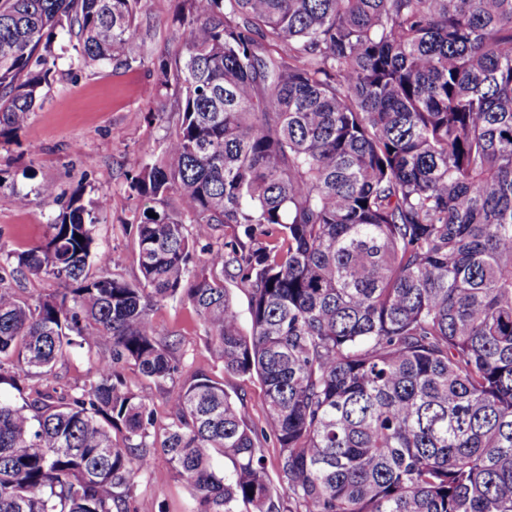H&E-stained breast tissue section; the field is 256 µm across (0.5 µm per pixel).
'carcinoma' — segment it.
<instances>
[{"instance_id": "carcinoma-1", "label": "carcinoma", "mask_w": 512, "mask_h": 512, "mask_svg": "<svg viewBox=\"0 0 512 512\" xmlns=\"http://www.w3.org/2000/svg\"><path fill=\"white\" fill-rule=\"evenodd\" d=\"M176 2L180 48L153 66L178 118L126 176L138 283L76 194L0 258V370L86 344L93 369L0 398V512H129L158 454L196 512H512V0ZM146 3L0 0V137L42 107L57 29L76 69L146 64ZM25 272L66 288L24 302ZM175 298L224 371L262 382L261 429L204 371L156 425L178 363L149 312Z\"/></svg>"}]
</instances>
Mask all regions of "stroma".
Masks as SVG:
<instances>
[{
  "label": "stroma",
  "instance_id": "obj_1",
  "mask_svg": "<svg viewBox=\"0 0 512 512\" xmlns=\"http://www.w3.org/2000/svg\"><path fill=\"white\" fill-rule=\"evenodd\" d=\"M174 8V0H148L138 34L150 58L167 55L177 47L171 24ZM74 43L66 32H58L54 47L62 61L42 109L17 138L0 143V253L21 252L43 241L50 221L73 194H80L89 207L105 195L109 206L100 215L96 246L108 255L111 274L134 283L140 278L131 225L137 200L127 187L126 173L142 159L162 156L164 126L177 116L160 111L152 66L118 69L105 64L72 70L66 59ZM46 187L52 197L43 196ZM17 191L29 193V208L15 206ZM150 317L163 333L173 335L180 362L175 380L153 392L151 406L158 424L168 421L170 393L202 369L223 382L251 424L261 426L265 401L260 380L225 373L188 301L160 303ZM90 367L86 350L79 349L51 373L21 376L14 387L0 385V395L20 406L37 390L83 386ZM194 510L189 487L163 456H156L138 481L130 512Z\"/></svg>",
  "mask_w": 512,
  "mask_h": 512
}]
</instances>
